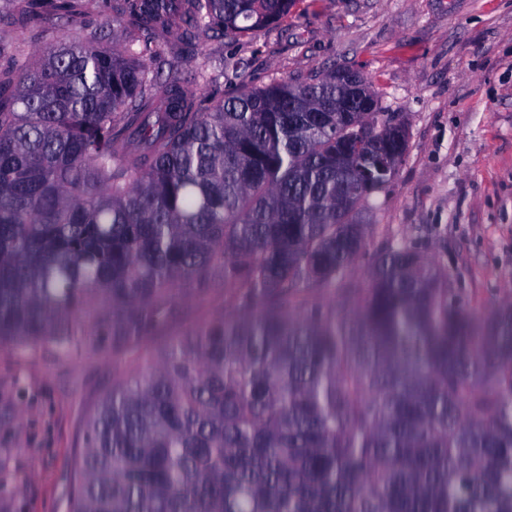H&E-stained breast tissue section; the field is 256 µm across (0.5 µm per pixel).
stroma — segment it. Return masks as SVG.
Listing matches in <instances>:
<instances>
[{
	"label": "stroma",
	"instance_id": "1",
	"mask_svg": "<svg viewBox=\"0 0 512 512\" xmlns=\"http://www.w3.org/2000/svg\"><path fill=\"white\" fill-rule=\"evenodd\" d=\"M112 28L105 8L58 21L0 22L21 63L53 40ZM250 57L244 81L346 67L368 77L402 115L409 147L387 189L360 217L370 250L412 240L449 273L484 318L512 301V0H298L277 28L238 48L212 44L178 64L184 78L219 73L231 51ZM224 309V286L176 301L136 345L86 327L81 352L0 342V512H69L84 423L119 374Z\"/></svg>",
	"mask_w": 512,
	"mask_h": 512
}]
</instances>
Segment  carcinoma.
Here are the masks:
<instances>
[{
    "mask_svg": "<svg viewBox=\"0 0 512 512\" xmlns=\"http://www.w3.org/2000/svg\"><path fill=\"white\" fill-rule=\"evenodd\" d=\"M84 0H0L34 21ZM296 0H112L23 65L0 44V341L122 346L174 286L224 313L126 371L89 415L70 512H512V305L476 318L415 242L357 220L406 122L316 70L227 97L160 50L280 24ZM358 87L367 101L351 100Z\"/></svg>",
    "mask_w": 512,
    "mask_h": 512,
    "instance_id": "carcinoma-1",
    "label": "carcinoma"
}]
</instances>
